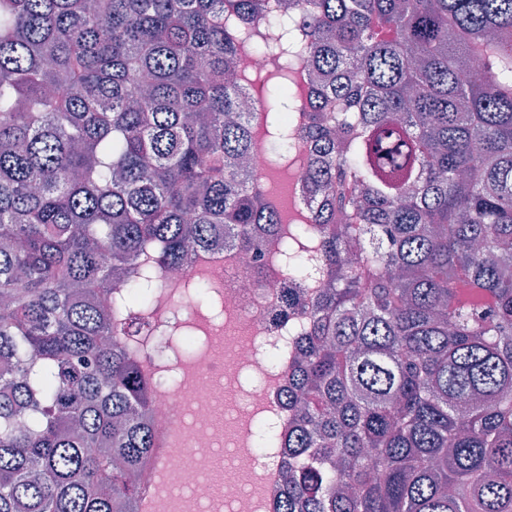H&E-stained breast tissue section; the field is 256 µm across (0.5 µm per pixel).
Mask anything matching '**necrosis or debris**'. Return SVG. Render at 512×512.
Wrapping results in <instances>:
<instances>
[{
	"label": "necrosis or debris",
	"mask_w": 512,
	"mask_h": 512,
	"mask_svg": "<svg viewBox=\"0 0 512 512\" xmlns=\"http://www.w3.org/2000/svg\"><path fill=\"white\" fill-rule=\"evenodd\" d=\"M207 272L218 288L224 314L211 323L205 340L193 356L182 354L168 334L176 323H198L200 314L192 295L166 282L171 303L153 314L156 330L145 354L156 365L153 375V416L160 443L140 477L147 496L142 512H273L268 499H255L253 485L238 474L249 462L255 483L264 488L281 483L283 451L257 448L241 409L264 414L276 429L288 426L289 414L278 396L283 384L263 342L275 334L288 290L285 274L274 273L251 255L221 244L214 248ZM258 378L246 388L242 373ZM243 395L245 406L219 402L217 384ZM224 453V483L220 499L209 494V463Z\"/></svg>",
	"instance_id": "4bbe7bcc"
}]
</instances>
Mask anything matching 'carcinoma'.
<instances>
[{
	"label": "carcinoma",
	"mask_w": 512,
	"mask_h": 512,
	"mask_svg": "<svg viewBox=\"0 0 512 512\" xmlns=\"http://www.w3.org/2000/svg\"><path fill=\"white\" fill-rule=\"evenodd\" d=\"M221 237L298 315L275 512H512V0H0V512H139L159 288Z\"/></svg>",
	"instance_id": "1"
}]
</instances>
